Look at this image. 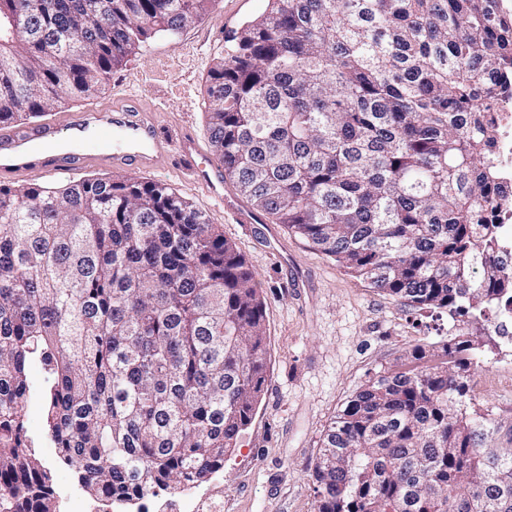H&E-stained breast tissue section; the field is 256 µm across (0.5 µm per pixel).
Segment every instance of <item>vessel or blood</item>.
Returning a JSON list of instances; mask_svg holds the SVG:
<instances>
[{
	"label": "vessel or blood",
	"instance_id": "1",
	"mask_svg": "<svg viewBox=\"0 0 512 512\" xmlns=\"http://www.w3.org/2000/svg\"><path fill=\"white\" fill-rule=\"evenodd\" d=\"M70 129L81 132L94 127L92 152L82 154L37 153L33 143L50 142L55 132L52 125L12 129L0 134V174L35 171L45 176L72 175L85 166L103 159L113 166L131 169H153L168 155H177L189 167L198 184L208 194L232 208L224 193V171L220 164L202 163L195 140L187 135L177 141L168 140L157 123L144 112L128 111L118 105L95 109L69 121Z\"/></svg>",
	"mask_w": 512,
	"mask_h": 512
}]
</instances>
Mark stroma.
<instances>
[{"label": "stroma", "mask_w": 512, "mask_h": 512, "mask_svg": "<svg viewBox=\"0 0 512 512\" xmlns=\"http://www.w3.org/2000/svg\"><path fill=\"white\" fill-rule=\"evenodd\" d=\"M269 0H217L200 21L178 33L152 34L112 71L95 98L50 111L46 122L65 125L103 104L134 101L165 136L190 133L213 154L204 96L208 70L224 54L225 37L262 15ZM144 179L166 183L203 211L246 257L260 282L268 359L264 395L235 451L203 490L223 502V512H317L312 472L325 426L375 373L404 361L414 346L439 347L453 338L477 344L469 385L494 421L493 441L512 448V345L494 333L496 319L481 323L448 315H419L347 274L281 224L238 223L212 205L180 160ZM33 396L25 426L36 456L54 472V487H77L45 436L44 372L29 366Z\"/></svg>", "instance_id": "obj_1"}]
</instances>
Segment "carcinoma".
Masks as SVG:
<instances>
[{"label":"carcinoma","instance_id":"1","mask_svg":"<svg viewBox=\"0 0 512 512\" xmlns=\"http://www.w3.org/2000/svg\"><path fill=\"white\" fill-rule=\"evenodd\" d=\"M215 0H0V125L87 100L158 31ZM207 88L224 174L348 274L414 311L512 317L490 206L512 96L497 0H271ZM481 277L474 278L475 271ZM471 341L415 346L325 430L317 512H512ZM256 274L217 224L132 175L0 185V512H58L24 426L39 361L47 436L99 501L201 484L266 382Z\"/></svg>","mask_w":512,"mask_h":512}]
</instances>
